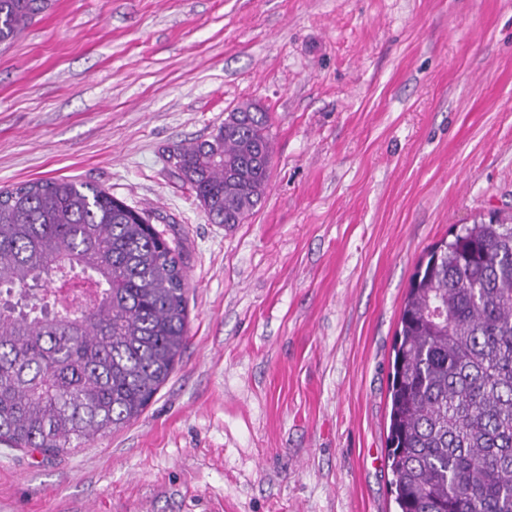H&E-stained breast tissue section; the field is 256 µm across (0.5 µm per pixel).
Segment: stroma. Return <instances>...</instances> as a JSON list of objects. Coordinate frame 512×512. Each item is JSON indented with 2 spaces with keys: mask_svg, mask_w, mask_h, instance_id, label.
I'll return each instance as SVG.
<instances>
[{
  "mask_svg": "<svg viewBox=\"0 0 512 512\" xmlns=\"http://www.w3.org/2000/svg\"><path fill=\"white\" fill-rule=\"evenodd\" d=\"M246 102L274 158L227 228L174 154ZM49 177L148 212L188 332L127 426L57 458L0 445V512H396L414 268L512 215V0H47L0 50V188Z\"/></svg>",
  "mask_w": 512,
  "mask_h": 512,
  "instance_id": "1",
  "label": "stroma"
}]
</instances>
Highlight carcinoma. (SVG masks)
<instances>
[{"mask_svg":"<svg viewBox=\"0 0 512 512\" xmlns=\"http://www.w3.org/2000/svg\"><path fill=\"white\" fill-rule=\"evenodd\" d=\"M45 0H0L8 47ZM269 115L249 103L179 166L214 224L264 198ZM177 254L143 213L69 178L0 189V444L60 456L136 419L188 327ZM387 460L399 512H512V221L429 251L399 317Z\"/></svg>","mask_w":512,"mask_h":512,"instance_id":"1","label":"carcinoma"}]
</instances>
